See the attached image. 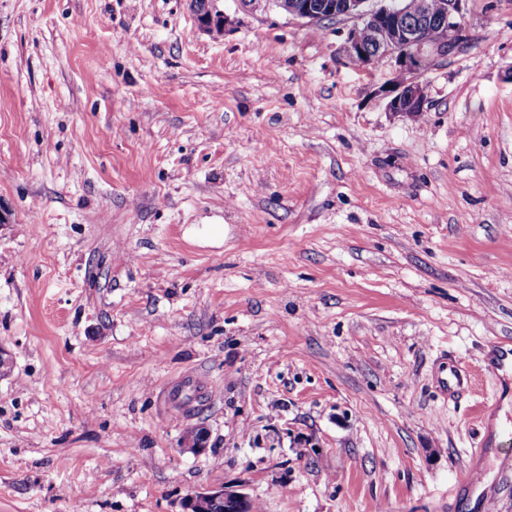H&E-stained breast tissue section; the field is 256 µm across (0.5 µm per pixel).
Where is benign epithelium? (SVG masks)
<instances>
[{
    "label": "benign epithelium",
    "mask_w": 512,
    "mask_h": 512,
    "mask_svg": "<svg viewBox=\"0 0 512 512\" xmlns=\"http://www.w3.org/2000/svg\"><path fill=\"white\" fill-rule=\"evenodd\" d=\"M370 0H324L313 5L307 0H289L288 15L310 22L325 17H354L361 25L354 28L347 39L349 58L362 66H370L384 58L395 60L401 79L382 90L388 98L391 112L410 114L424 111L427 101L426 86L420 80L426 61L432 62L447 56L463 44L467 37L464 23L468 0H444L441 23L437 38L422 41L417 29L409 23L406 9L399 0H384V4L368 7ZM200 27L209 33L224 29L225 17L216 8L197 11ZM370 30L376 37L377 49L366 47L363 30ZM224 501V512H252V500L248 494L221 489L206 488L197 491L184 502V512H210V504Z\"/></svg>",
    "instance_id": "obj_1"
}]
</instances>
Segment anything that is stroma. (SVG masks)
Listing matches in <instances>:
<instances>
[{
	"mask_svg": "<svg viewBox=\"0 0 512 512\" xmlns=\"http://www.w3.org/2000/svg\"><path fill=\"white\" fill-rule=\"evenodd\" d=\"M216 6L0 0V512H512V0L417 118L356 19ZM443 372L439 378V386L445 394L455 393L468 386L470 382L467 373L458 365L446 368ZM218 500L224 501L212 507L213 512H251L252 500L248 494L221 489L206 488L197 491L184 502V512H210V504Z\"/></svg>",
	"mask_w": 512,
	"mask_h": 512,
	"instance_id": "obj_1",
	"label": "stroma"
}]
</instances>
